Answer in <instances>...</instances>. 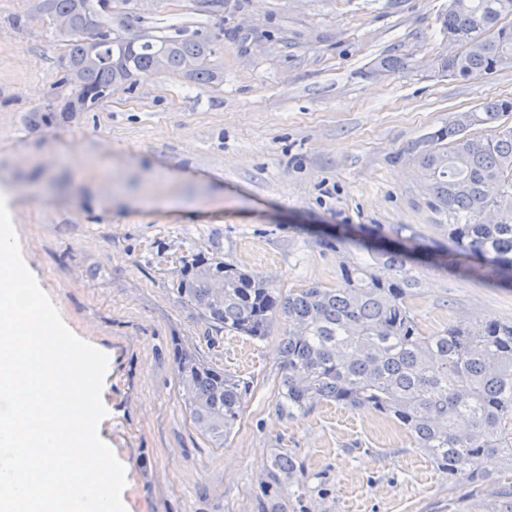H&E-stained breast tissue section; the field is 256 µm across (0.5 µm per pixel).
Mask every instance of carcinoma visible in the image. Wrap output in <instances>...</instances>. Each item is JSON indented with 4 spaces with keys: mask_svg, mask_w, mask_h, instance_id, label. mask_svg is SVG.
Masks as SVG:
<instances>
[{
    "mask_svg": "<svg viewBox=\"0 0 512 512\" xmlns=\"http://www.w3.org/2000/svg\"><path fill=\"white\" fill-rule=\"evenodd\" d=\"M40 9L53 23L71 20L57 30L67 42L57 85L77 97L82 112L141 71L182 73L200 85L223 81L209 41L143 35L123 49L125 41L112 36L108 0H41ZM438 22L443 39L463 46L440 61L438 73L475 79L512 67V0H449ZM90 40L106 59L83 69ZM511 116L512 98L489 100L407 147L431 180V207L448 218V247L432 264L500 286H512V126L502 122ZM476 125L495 134L472 137ZM348 247L355 254L342 261L336 288L311 284L285 294L214 250L182 259L177 293L209 325L254 340H264L276 321L288 325L279 414L336 402L393 417L461 484L480 480L487 456L512 461V324L458 321L426 336L408 307L419 285L415 248L336 238V250ZM174 360L195 428L224 447L249 385L183 348ZM304 477L293 456L275 455L261 479L272 506L262 503L261 512H296L291 499L271 494Z\"/></svg>",
    "mask_w": 512,
    "mask_h": 512,
    "instance_id": "1",
    "label": "carcinoma"
}]
</instances>
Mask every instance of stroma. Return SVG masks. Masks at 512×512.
<instances>
[{"label": "stroma", "mask_w": 512, "mask_h": 512, "mask_svg": "<svg viewBox=\"0 0 512 512\" xmlns=\"http://www.w3.org/2000/svg\"><path fill=\"white\" fill-rule=\"evenodd\" d=\"M39 0H0V188L16 191L24 262L73 333L108 357L99 435L126 471V512H259L267 460L307 471L304 512H497L512 463L455 484L393 419L320 403L278 415L275 322L265 340L209 329L176 292L180 257L217 247L282 290L336 287L349 232L447 244L408 143L490 99L512 68L470 80L428 67L448 0H112V33L217 38L221 84L141 75L65 125L30 123L65 46ZM397 56L401 69L382 73ZM81 160L69 157L71 145ZM408 300L423 334L512 322V288L422 265ZM248 382L227 444L193 427L174 351Z\"/></svg>", "instance_id": "1"}]
</instances>
